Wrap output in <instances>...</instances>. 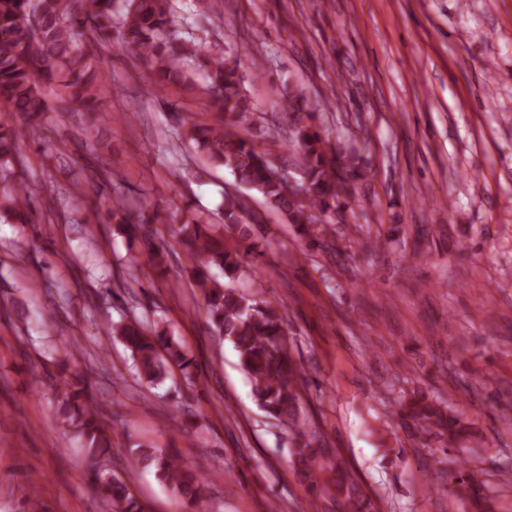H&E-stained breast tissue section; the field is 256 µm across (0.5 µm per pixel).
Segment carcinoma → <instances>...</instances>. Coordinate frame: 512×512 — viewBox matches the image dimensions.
Instances as JSON below:
<instances>
[{"mask_svg":"<svg viewBox=\"0 0 512 512\" xmlns=\"http://www.w3.org/2000/svg\"><path fill=\"white\" fill-rule=\"evenodd\" d=\"M116 26L122 46L149 62L147 91L169 82L179 83L208 97L224 112L226 123L247 121L250 108L237 62L224 57V50L216 44L209 48L180 37V18L170 0H121L119 6L116 0H0V104L22 116L28 125H38L52 99L61 110L74 106L92 118L102 107L105 70L86 51L82 36L88 28L107 41ZM186 58L200 66L202 83L180 69ZM281 108L288 114L291 138L302 158L301 186L295 191L272 173V153L248 138L192 122L182 127L179 137L229 170L238 186L260 194L267 208L281 213L300 238L336 254L332 225L343 222L357 189L352 157L330 148L315 124V114L305 108L300 96L288 92ZM15 165L22 166L17 133L0 126V170L8 171ZM42 189L43 185L27 180L1 187L0 215H9L20 224L29 222L31 199ZM223 215L220 224L195 219L173 226L170 232L191 258V275L202 290L207 319L215 333L237 351L257 405L268 417L288 424L298 474L315 495L310 508L316 509L317 495L334 493L336 503H346L351 512H370L371 500L344 468L339 455L296 417L302 375L301 367L288 355L284 305L237 289L236 283L248 273V251L224 242V234L238 241L251 239L256 216L241 196L227 193ZM112 223L126 236L128 247L137 243L139 252L147 255L148 264L143 268L137 255L127 257L132 273L130 281H121L123 287L143 277L165 274L168 245L146 230L152 217L143 207L115 200ZM104 330L130 352L135 379L149 387L162 383L172 366L185 369L192 363L185 346L160 319L150 322L132 315L104 326ZM88 387L79 376L59 375L56 417L83 441L91 485L111 512H143L125 483L104 466L108 428L99 418ZM399 414L407 427H432L442 432L450 446L468 440L478 442L464 414H446L434 401L412 395L401 401ZM136 456L180 498L196 499L206 484L203 476L185 467L174 454L138 448ZM457 462L461 463L457 483L471 500L481 504L487 486L480 470L471 468L464 458Z\"/></svg>","mask_w":512,"mask_h":512,"instance_id":"1","label":"carcinoma"}]
</instances>
